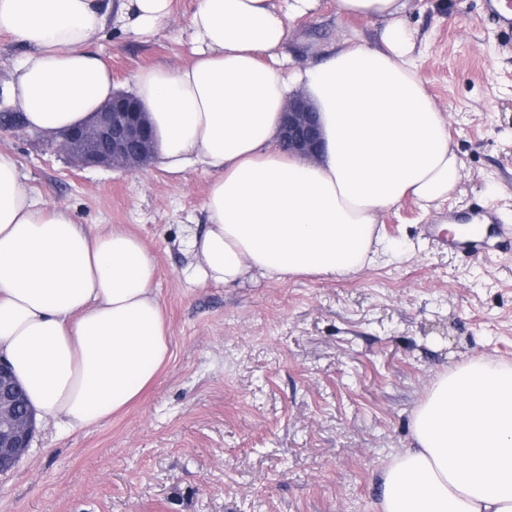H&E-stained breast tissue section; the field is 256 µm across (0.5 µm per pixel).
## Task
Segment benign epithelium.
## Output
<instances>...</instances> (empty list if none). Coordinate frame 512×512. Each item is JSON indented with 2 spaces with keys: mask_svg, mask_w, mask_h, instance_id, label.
Here are the masks:
<instances>
[{
  "mask_svg": "<svg viewBox=\"0 0 512 512\" xmlns=\"http://www.w3.org/2000/svg\"><path fill=\"white\" fill-rule=\"evenodd\" d=\"M49 140L78 169L128 170L155 160V138L143 106L119 90L90 121L52 135ZM279 144L309 157L320 151L317 111L301 95L288 103ZM35 430V410L26 403L20 383L0 361V473L13 469L27 453Z\"/></svg>",
  "mask_w": 512,
  "mask_h": 512,
  "instance_id": "1",
  "label": "benign epithelium"
}]
</instances>
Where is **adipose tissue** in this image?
Here are the masks:
<instances>
[{
  "mask_svg": "<svg viewBox=\"0 0 512 512\" xmlns=\"http://www.w3.org/2000/svg\"><path fill=\"white\" fill-rule=\"evenodd\" d=\"M318 0H197L193 58L138 71L164 170L215 172L207 224L189 249L200 283L347 276L373 261L380 214L411 197L439 207L462 162L418 77L401 24L405 0H336L345 17L383 23V45L345 42L299 67L283 48L289 20ZM173 0H0V32L24 53L10 99L30 130L86 122L111 98L91 52L109 21L150 37ZM314 104L323 149L280 147L295 91ZM159 275L138 237L84 227L44 203L0 150V358L36 412L74 431L138 399L170 357ZM412 442L380 473L378 512H512V365L482 357L435 377L411 420Z\"/></svg>",
  "mask_w": 512,
  "mask_h": 512,
  "instance_id": "1",
  "label": "adipose tissue"
}]
</instances>
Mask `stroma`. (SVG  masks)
Masks as SVG:
<instances>
[{
	"label": "stroma",
	"instance_id": "1",
	"mask_svg": "<svg viewBox=\"0 0 512 512\" xmlns=\"http://www.w3.org/2000/svg\"><path fill=\"white\" fill-rule=\"evenodd\" d=\"M194 7L176 0L150 38L107 25L92 50L118 88L190 60ZM402 20L462 178L440 209L408 198L384 211L374 263L351 276L194 283L186 239L203 229L211 173L79 170L46 138L0 130L46 201L145 242L171 349L112 420L38 424L0 475V512H377L380 470L408 447L431 380L472 357L512 363V251L473 258L442 244L449 216L488 204L512 225V40L482 0H409ZM382 32L319 0L290 22L284 51L313 66L348 40L381 46Z\"/></svg>",
	"mask_w": 512,
	"mask_h": 512
}]
</instances>
